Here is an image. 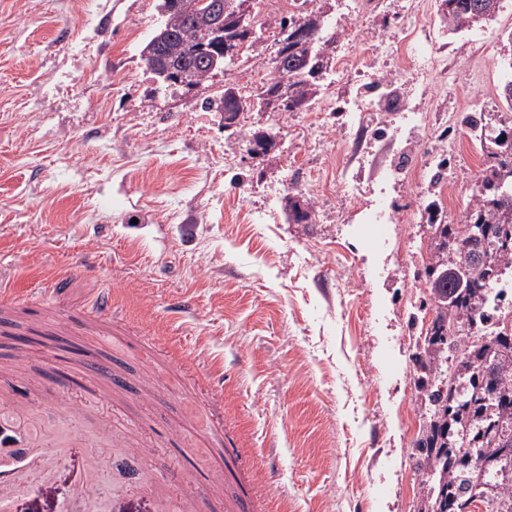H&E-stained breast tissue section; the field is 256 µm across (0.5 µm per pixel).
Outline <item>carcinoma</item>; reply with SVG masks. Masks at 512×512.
<instances>
[{
  "label": "carcinoma",
  "instance_id": "carcinoma-1",
  "mask_svg": "<svg viewBox=\"0 0 512 512\" xmlns=\"http://www.w3.org/2000/svg\"><path fill=\"white\" fill-rule=\"evenodd\" d=\"M220 2L208 10L200 0H158L160 21L144 43L140 56L151 54L147 69L160 84L166 73L177 71L188 83L198 86L212 77L211 60L224 52V42L208 38L216 27L230 28L238 0ZM309 0H299L297 11L280 22V38L270 59L275 77L265 83L252 101L235 94L231 78L224 92L208 100V112H242L263 109L267 98L285 88L288 100L305 108L320 92V81L331 67L329 49L335 37L324 35L323 13L308 10ZM448 26L468 29L493 20L501 0H444ZM470 134L493 144L489 156L497 163L482 173L481 182L464 217L466 224L485 228L483 249L494 256L496 267L473 271V287L456 288L448 275V238L459 237L455 224H436L430 263L425 268L427 289L435 314L430 333L416 345L414 386L422 401L433 408L430 421L415 447L422 462L429 463L432 482L426 485L419 512H468L469 506L484 499L473 490L475 474L512 473V335L488 336L481 326L494 320L497 308L486 306L485 294L498 279L504 265H512V129L491 136L482 119L465 115L461 119ZM473 335L467 342L461 328ZM460 352L457 370L468 377L472 394L454 397L440 387L438 369L448 363L449 353ZM491 371L489 380L477 373L479 365Z\"/></svg>",
  "mask_w": 512,
  "mask_h": 512
}]
</instances>
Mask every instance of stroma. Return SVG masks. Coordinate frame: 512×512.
<instances>
[{
    "label": "stroma",
    "instance_id": "1",
    "mask_svg": "<svg viewBox=\"0 0 512 512\" xmlns=\"http://www.w3.org/2000/svg\"><path fill=\"white\" fill-rule=\"evenodd\" d=\"M404 4L316 2L326 17L361 21L335 53L368 74L391 55ZM263 15L257 51L190 91L159 85L140 57L156 0H0V283L13 298L0 306V343L9 322L30 330L0 368L22 359L17 385L46 408L89 348L132 382L85 403L87 423L111 421L113 440L90 450L88 494L59 459L28 476L10 512H156L152 494L131 489L144 469L194 512H226L230 500L237 512H418L414 443L429 412L411 354L428 328L414 315L428 298L440 194L417 176L426 148L445 146L446 218L463 222L493 160L473 149L461 115L512 127V0L448 34L431 70L439 108L421 125L408 120L421 107L409 94L398 112L323 121L244 112L230 132L202 104L229 76L266 83L282 15ZM116 71L133 80L126 95L112 93ZM365 126L387 135H344ZM258 131L274 137L263 154L249 150ZM339 172L353 196L336 192ZM293 187L311 206L307 223L286 218ZM103 293L111 318H88ZM231 447L252 457L251 474L228 469Z\"/></svg>",
    "mask_w": 512,
    "mask_h": 512
}]
</instances>
